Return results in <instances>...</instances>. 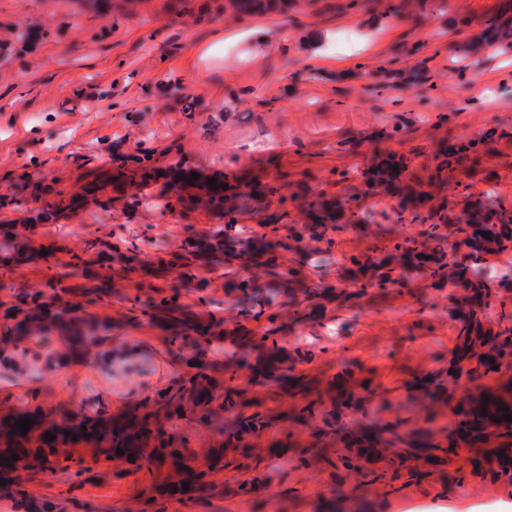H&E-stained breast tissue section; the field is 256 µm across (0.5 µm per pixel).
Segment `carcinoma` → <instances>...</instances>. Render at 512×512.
Instances as JSON below:
<instances>
[{
    "instance_id": "1",
    "label": "carcinoma",
    "mask_w": 512,
    "mask_h": 512,
    "mask_svg": "<svg viewBox=\"0 0 512 512\" xmlns=\"http://www.w3.org/2000/svg\"><path fill=\"white\" fill-rule=\"evenodd\" d=\"M274 3L288 8V0H224L217 4L214 13L230 9L244 18ZM482 42L504 52L512 50V21L506 19L489 25L476 40L457 44V50L466 54ZM508 135L505 130L491 129L474 137H457L449 147L436 152L434 165L425 168L422 175L412 169V159L405 155L380 152L362 171L336 172L335 183L342 186L343 194L329 197L320 191L303 196L307 223L290 224L288 235L279 234L276 222L288 218V211L284 210L275 223L268 225L269 231L251 246L243 243L242 230L237 227L242 201L253 196L277 195L284 207L288 198L280 194V187L256 179L230 184L226 190L221 184L216 189L200 184L194 193L178 197L179 206L184 211L210 208L224 224L206 240L192 235L184 238L177 250L157 258L158 272L163 279L168 273L176 275L180 283L200 292L199 303L209 304L212 299L202 294L208 279L200 275L196 261L204 254H212L224 257L229 263L235 262L246 271L256 269L275 279L288 278V283L295 286L293 295H302L308 304L333 291L336 300L343 303L349 294L333 286L319 289L308 285L298 277V268L284 267V253L302 256L303 245L310 242L324 243L323 253H331L343 233L356 224L371 223L372 212L360 204V196L377 191L389 193L397 200V221H404L407 213L409 223L421 226L422 230L402 238L382 239L373 249L350 255L345 258L344 276L362 289L403 288L413 273L430 281L435 288L448 287V314L455 322L457 336L448 377L474 382L492 376L497 373L495 367L512 358V311L505 310L501 297L503 291L512 292V271L494 279L484 272L483 263L489 256L512 253V207L499 201L495 188L476 196L470 192V185L460 181L455 183L458 192L454 199L448 200V174L477 167L495 140ZM121 168L130 173L131 181L144 185L166 177L163 169L155 166L150 153L128 158ZM358 179L364 186L361 191L351 185ZM484 232L490 237L482 236ZM91 248L95 254L91 261L73 254L69 260L54 264L53 252L40 257L47 263V269L54 268L56 272L47 277L43 288L12 294L4 321L0 323L1 348L20 347L26 353L29 348L23 343L40 344L57 334L67 340L66 355L73 356L84 354L102 340L100 332L107 329V322L90 317L86 308L112 294V261L117 250L109 241L101 239L92 241ZM33 258L20 243L15 227H3L0 289L7 288L5 278L12 274L17 263ZM79 271L92 273L89 285L69 282ZM233 290L239 292L238 302L244 305L243 312L255 319L265 317L266 325L259 340L268 351L269 361L263 377L272 381L288 377L276 339L279 315L265 313V308L274 305L272 294L276 289L253 275L235 283ZM135 303L143 316L168 333L171 353L193 372L173 388L147 400L142 412L122 421L112 419L103 405L62 412L27 402L22 411L0 414V479L7 480L6 485H0V500L13 502L21 512H52L53 504L29 494L21 472H66L74 477V485H82L89 479L93 466L82 459H73L63 448L77 439L95 445L108 457H119L135 473L147 471L152 477L149 500L184 505L209 492L212 476L224 470V450L209 449L207 464L197 466V456L188 448L186 440L163 424L161 418L217 427L229 442L245 452L248 451L246 440L259 435L269 425L263 414H247L241 409V389L225 386L209 373L207 354L216 353L214 340L224 335L221 321L213 318L201 324L194 314L182 308L180 291L174 286H152L144 297H135ZM497 307L500 312L496 321L491 322L488 313ZM355 403L356 398L351 394L337 401L336 410L323 414L319 435L341 433L339 419ZM506 405L507 412L512 414V404L501 397H488L484 392L467 394L456 406L461 439L476 445L493 436H512V421L503 419L507 412L502 407ZM226 413L232 416L227 423L224 422ZM26 418L34 424L22 435L18 420ZM382 431L386 437L380 444L391 449L384 467L362 469L358 465L364 444L371 439L366 433L349 438L347 452L336 456L334 466L355 473L358 486L376 482L391 486L400 480L407 485L424 477L413 461L422 453L431 458L433 452L441 450L435 442V430L430 426L407 430L395 423ZM47 433L56 439L45 440ZM119 448L124 451L121 456L117 453ZM14 454L18 458L11 465L2 464L4 458Z\"/></svg>"
}]
</instances>
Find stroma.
Listing matches in <instances>:
<instances>
[{"instance_id": "stroma-1", "label": "stroma", "mask_w": 512, "mask_h": 512, "mask_svg": "<svg viewBox=\"0 0 512 512\" xmlns=\"http://www.w3.org/2000/svg\"><path fill=\"white\" fill-rule=\"evenodd\" d=\"M210 0H191L176 12L172 0H0V224L32 225L34 249L91 257L94 239L133 249L132 269H114L112 297L90 306L106 319L103 344L80 362L58 363L61 338L38 356L7 351L0 364V408L35 398L46 407L75 409L95 402L113 417L136 413L146 398L188 372L161 333L134 305L152 277L159 247L174 251L189 233L214 230L218 218L181 215L177 204H155L161 186L126 184L98 192L85 209L54 215L55 190L83 193L91 173L115 170L119 158L153 152L158 166L182 163L200 177L234 181L248 171L281 188L336 192L334 171L364 168L392 151L415 169L432 165L441 142L498 127L469 181L485 186L496 175L498 195L512 206V52L484 47L461 54L457 43L497 20L512 19V0H376L369 11L351 0H290L287 13L212 18ZM137 196L148 206H133ZM377 221L343 234L330 256L307 254L306 280L336 284L347 256L380 236L416 232L396 222L395 199L365 195ZM237 266L209 273L214 306H186L202 318H223L226 330L245 324L227 288ZM448 292L423 279L400 290L368 289L338 303L321 300L310 318L284 317L282 349L313 351L287 385L253 382L247 367L259 352L247 339L225 341L213 361L219 381L235 380L270 426L252 440L249 455L224 448L223 435L194 422L178 433L194 448H223L231 467L214 477L219 493L177 506L176 512H512V482L495 475L487 456L512 448V438L460 448L421 481L390 493L383 485L356 487L330 461L342 445L299 422L305 401L322 410L336 404V377L373 394L341 417L345 429H381L399 420L424 426L429 380L448 366L456 344ZM242 360L229 375L230 359ZM307 448L320 455L308 465ZM91 482L72 487L65 474L29 476L30 493L60 512H154L150 476L123 461L99 458ZM256 485L242 495L243 480Z\"/></svg>"}]
</instances>
